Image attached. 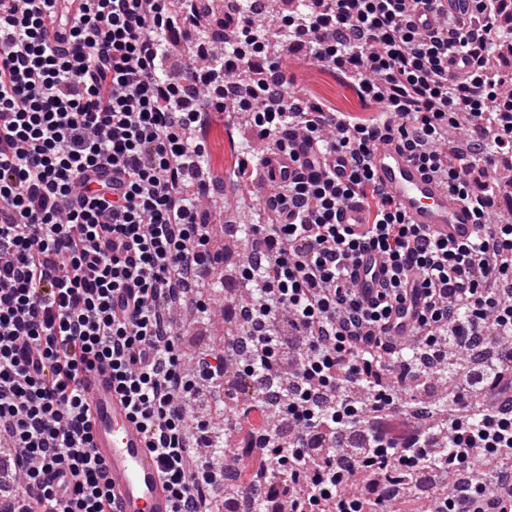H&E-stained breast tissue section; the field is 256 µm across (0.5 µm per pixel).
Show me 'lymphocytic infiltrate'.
<instances>
[{"instance_id":"obj_1","label":"lymphocytic infiltrate","mask_w":512,"mask_h":512,"mask_svg":"<svg viewBox=\"0 0 512 512\" xmlns=\"http://www.w3.org/2000/svg\"><path fill=\"white\" fill-rule=\"evenodd\" d=\"M407 0H301L270 25L239 10L214 50L195 0H0V512H106L80 378L112 371L174 512H212L226 494L282 512H390L422 476L449 483L420 512H512V74L491 50L512 0H475L468 33L451 14L422 30ZM192 62L167 76L168 49ZM340 71L372 115L339 112L269 81L275 46ZM466 55L454 74L451 55ZM231 103L260 139L301 132L343 154L349 174H298L264 200L238 264L242 333L185 366L173 313L202 309L199 285L222 263L201 211L209 103ZM472 207L484 231L451 244L408 223L374 182L383 136ZM364 207L354 235L338 217ZM376 252L373 296L355 263ZM454 413L408 412L414 379L448 371ZM256 383L249 410L286 418L263 430L226 489L204 450L203 412L230 364ZM464 471L465 483L452 482Z\"/></svg>"}]
</instances>
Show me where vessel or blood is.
Wrapping results in <instances>:
<instances>
[{
    "label": "vessel or blood",
    "instance_id": "vessel-or-blood-1",
    "mask_svg": "<svg viewBox=\"0 0 512 512\" xmlns=\"http://www.w3.org/2000/svg\"><path fill=\"white\" fill-rule=\"evenodd\" d=\"M335 170L337 178L347 173L341 155H325L316 144L296 139L292 153L270 152L265 171L270 182L303 171L311 161ZM375 182L389 193L407 221L423 225L433 236L464 242L480 232L471 207L447 185L428 175L403 150L397 139L379 142L372 153ZM358 286L377 287L382 277L378 254L365 253L357 266ZM81 383L89 404L92 446L106 465L107 479L117 496L118 512H173L174 504L160 476L157 456L145 446L142 433L128 417L123 398L112 388V376L99 368L85 374Z\"/></svg>",
    "mask_w": 512,
    "mask_h": 512
}]
</instances>
